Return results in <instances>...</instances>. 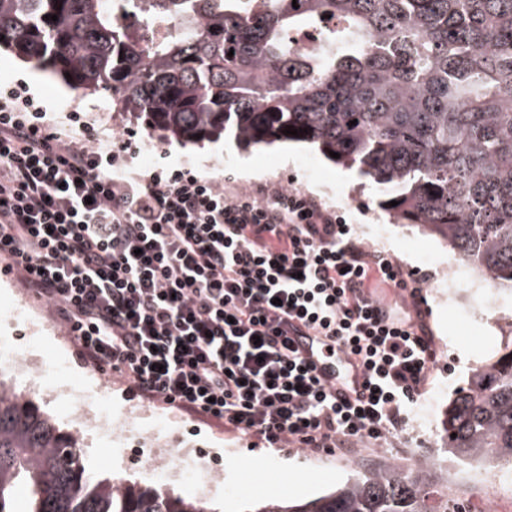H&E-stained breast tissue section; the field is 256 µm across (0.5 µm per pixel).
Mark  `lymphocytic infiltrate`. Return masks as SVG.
<instances>
[{"instance_id": "1", "label": "lymphocytic infiltrate", "mask_w": 512, "mask_h": 512, "mask_svg": "<svg viewBox=\"0 0 512 512\" xmlns=\"http://www.w3.org/2000/svg\"><path fill=\"white\" fill-rule=\"evenodd\" d=\"M71 120L61 142L26 86L0 92V259L84 365L274 447L343 454L406 438L437 356L392 254L306 193L124 169L125 140ZM295 320L360 362L366 399L337 401L294 348Z\"/></svg>"}]
</instances>
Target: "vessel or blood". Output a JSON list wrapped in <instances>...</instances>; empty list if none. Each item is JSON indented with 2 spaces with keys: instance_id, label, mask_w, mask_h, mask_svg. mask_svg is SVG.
Instances as JSON below:
<instances>
[{
  "instance_id": "b4317fda",
  "label": "vessel or blood",
  "mask_w": 512,
  "mask_h": 512,
  "mask_svg": "<svg viewBox=\"0 0 512 512\" xmlns=\"http://www.w3.org/2000/svg\"><path fill=\"white\" fill-rule=\"evenodd\" d=\"M292 339L321 378L334 385L337 397L352 400L362 393L364 377L341 345L304 329L293 334Z\"/></svg>"
}]
</instances>
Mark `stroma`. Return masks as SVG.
Masks as SVG:
<instances>
[{
    "mask_svg": "<svg viewBox=\"0 0 512 512\" xmlns=\"http://www.w3.org/2000/svg\"><path fill=\"white\" fill-rule=\"evenodd\" d=\"M18 82L27 84L59 121H66L70 112L77 110L104 133L121 132L136 143L149 140L151 148L147 156L137 155L132 159L142 172L189 168L233 191L276 182L317 197L350 224L362 245L394 255L422 291L420 310L437 351V362L424 403L414 406L410 414L407 439L401 443L385 442L381 449L393 458L405 450L420 456L437 455L442 457L445 469H462V462L446 457L439 446L442 410L457 389L465 385L470 368L483 360L495 345L512 340V303L505 307L488 303L478 288L465 289L460 301L439 297L437 287L446 278L445 268L457 270L464 278L472 274L471 267L444 242L411 224L381 223L380 189L357 174L350 181H341L340 166L308 145L276 143L245 148L230 138L195 144L171 137L159 139L151 136L142 122L131 121L116 112L111 94L74 90L48 71L1 50L0 85L6 87ZM475 308L482 311V334L468 339L463 335V327L469 312ZM1 338L8 339L18 359L37 358L34 370L9 374L8 380L18 390L34 397L44 411L57 418L62 428L73 427L64 407L67 397L93 389L96 398L89 403L81 402V409L103 411L118 418H123L127 408L140 409L139 417L126 421L127 431L134 438L145 431H159L173 460H187L194 469L199 460L194 455L185 456L187 445L216 452L224 477L200 485L181 475H148L145 466L157 453L149 443L119 448L98 434L81 438L80 455L98 478L128 481L191 499L200 497L208 503L211 512H249L252 504L270 497L310 498L344 482L353 472L365 470L367 458L379 449L368 445L358 448L356 456L337 457L251 445L194 417L143 402L120 383H105L95 370L82 364L62 325L24 287L16 272L0 265Z\"/></svg>",
    "mask_w": 512,
    "mask_h": 512,
    "instance_id": "35a3bbf8",
    "label": "stroma"
}]
</instances>
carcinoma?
<instances>
[{
    "label": "carcinoma",
    "mask_w": 512,
    "mask_h": 512,
    "mask_svg": "<svg viewBox=\"0 0 512 512\" xmlns=\"http://www.w3.org/2000/svg\"><path fill=\"white\" fill-rule=\"evenodd\" d=\"M170 20L178 30L156 37ZM314 28L325 47L289 45ZM1 35L0 48L112 93L152 132L338 153L384 188V212L512 290V0H0ZM442 442L460 460L512 462V341L448 402ZM79 447L0 378V512H207L59 453ZM251 512H448V493L435 474L392 465Z\"/></svg>",
    "instance_id": "1"
}]
</instances>
